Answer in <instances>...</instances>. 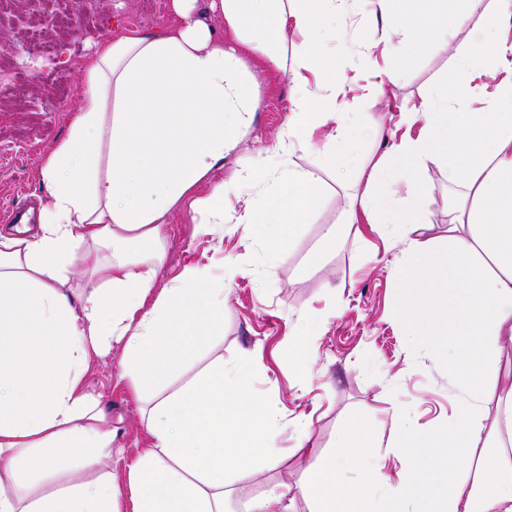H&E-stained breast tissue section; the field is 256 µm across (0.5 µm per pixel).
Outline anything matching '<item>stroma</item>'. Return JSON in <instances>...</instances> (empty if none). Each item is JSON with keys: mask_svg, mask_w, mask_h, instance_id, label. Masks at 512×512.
Here are the masks:
<instances>
[{"mask_svg": "<svg viewBox=\"0 0 512 512\" xmlns=\"http://www.w3.org/2000/svg\"><path fill=\"white\" fill-rule=\"evenodd\" d=\"M374 0H347L336 11L339 40L323 50L321 70L307 72L310 89L328 97L341 128L325 125L312 139L287 137L288 105L298 85L268 71L251 54L242 59L257 87L252 129L243 149L227 159L218 178L230 188L223 230L198 233L187 212L175 213L166 226L167 254L158 268L156 288L170 286L186 266L203 269L206 285L224 291V323L213 337L175 373L153 384L150 394L183 387L215 357L225 370L256 360L248 393L275 413L272 441L281 460L245 474H228L232 512H241L254 498L282 495L288 512H307L301 486L309 477L310 459L298 452L308 439L316 452L329 454L338 435L353 419L391 437L415 439L456 419L460 397L448 380V364L434 344L411 336L399 310L409 301L400 273L402 243L376 234L366 239L342 234L335 252L322 263L308 257L317 246L323 225L342 224L357 203L362 187L344 166L321 167L319 152L328 138H358L363 152L378 156L389 136L417 137L419 125L402 123L393 103H420L430 97V74L448 86L465 80L457 62L467 44L469 24L460 22V0L448 4V44L431 46L412 59L391 50L398 35L369 26ZM170 0H95L82 17L75 36L45 61L39 74L0 98V211L20 199L39 200L45 189L37 174L41 154L66 137V116L79 101L81 61L96 42L116 31L132 35L158 31L170 23ZM394 77L384 92L375 88L377 71ZM288 151L299 167L317 171L327 187L323 207L312 223L296 228L282 240L280 256L269 262L265 247L254 241L237 218L244 207L267 209L279 192L274 179L263 189L248 180L258 159ZM428 188L421 238L444 236L448 224V174L436 165L423 172ZM314 323L310 359L305 371L288 364V348L304 322ZM121 346L92 361L86 373L89 390L99 395L112 415L114 452L101 471L125 479V464L141 448L146 432L139 404L127 391Z\"/></svg>", "mask_w": 512, "mask_h": 512, "instance_id": "obj_1", "label": "stroma"}]
</instances>
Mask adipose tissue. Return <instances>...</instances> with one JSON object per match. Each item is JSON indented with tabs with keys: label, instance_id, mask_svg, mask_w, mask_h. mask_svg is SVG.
I'll return each instance as SVG.
<instances>
[{
	"label": "adipose tissue",
	"instance_id": "1",
	"mask_svg": "<svg viewBox=\"0 0 512 512\" xmlns=\"http://www.w3.org/2000/svg\"><path fill=\"white\" fill-rule=\"evenodd\" d=\"M171 0L172 22L159 31L113 34L85 58L78 106L69 133L42 153L38 176L48 193L37 226L0 230V512H229L227 475L256 460L277 462L268 436L271 414L247 390L251 364H223L185 390L158 400L145 421L147 442L126 467L58 483L64 473L91 469L112 455V420L88 392L84 376L96 357L123 344L129 386L137 401L160 376L180 367L216 333L224 309L203 272L185 268L171 285L154 287L165 258L164 224L190 208L203 234L224 221L229 187L215 180L252 127L256 90L240 49L301 83L288 65V38L298 36L303 67L317 64L334 39L323 15L336 0ZM432 0H377L385 27L403 32L405 56L447 41ZM479 15L462 65L477 63L495 88L484 111H464L470 83L401 107L405 123L422 122L418 137L392 142L370 160L350 141L327 143L322 166L343 163L364 182L346 222L355 237L371 231L405 246L404 288L427 297L453 289L452 317L430 318L406 307L401 318L419 339L444 337L448 372L463 395L455 421L429 435L425 453L409 458L386 502L369 497L379 471L364 449L380 437L350 425L341 430L340 457L315 465L303 495L308 512H406L408 493L426 492L429 476L447 478L428 495L424 512H512V459L496 468L483 459L512 447V375H495L504 344H512V0H464ZM288 134L310 137L335 120L321 94L303 88L289 102ZM448 173L461 192L448 205L443 242L414 238L425 194L427 164ZM287 183L288 198L261 212H244L256 240L277 259L287 227L309 223L325 197L315 171L287 155L259 160L254 183L269 174ZM409 185L406 195L394 188ZM80 263L86 293L74 296L67 268ZM52 340L37 352L34 371L19 362V343ZM357 466L365 483L345 486L341 473Z\"/></svg>",
	"mask_w": 512,
	"mask_h": 512
}]
</instances>
